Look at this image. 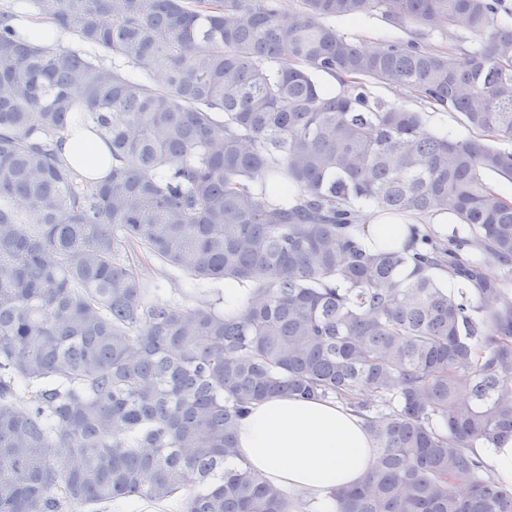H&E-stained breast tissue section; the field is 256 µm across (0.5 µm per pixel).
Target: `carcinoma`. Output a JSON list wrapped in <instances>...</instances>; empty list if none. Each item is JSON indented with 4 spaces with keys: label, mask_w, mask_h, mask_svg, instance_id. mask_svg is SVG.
Returning <instances> with one entry per match:
<instances>
[{
    "label": "carcinoma",
    "mask_w": 512,
    "mask_h": 512,
    "mask_svg": "<svg viewBox=\"0 0 512 512\" xmlns=\"http://www.w3.org/2000/svg\"><path fill=\"white\" fill-rule=\"evenodd\" d=\"M22 2L112 65L0 9V512H317L225 466L249 406L285 393L347 404L376 445L331 512H512L473 451L512 434V203L487 181L512 182V0ZM363 16L411 38L330 24ZM371 84L475 137L423 133ZM73 124L108 145L105 182L58 160ZM450 205L468 235L363 240L373 213ZM142 256L247 304L159 303ZM333 24L341 32L354 38L356 42L366 41L377 46L391 39H407L406 32L392 27L376 16H365L358 20H334ZM27 33L29 39L35 43H47L52 46H59L63 41V35L53 25L45 22H34L28 25ZM204 288H208L210 298L217 299L220 297L224 301V308L228 309H239L246 304L247 294L244 288H239L234 284H214L205 285Z\"/></svg>",
    "instance_id": "cac0c4a2"
}]
</instances>
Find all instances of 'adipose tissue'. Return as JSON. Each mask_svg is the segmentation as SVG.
<instances>
[{
	"mask_svg": "<svg viewBox=\"0 0 512 512\" xmlns=\"http://www.w3.org/2000/svg\"><path fill=\"white\" fill-rule=\"evenodd\" d=\"M56 151L83 181H98L112 167L103 140L82 127L69 128ZM456 221L452 212L376 214L365 225V239L374 247L403 248L409 243V225L424 223L437 231ZM236 439L240 458L273 487L319 500L330 490L361 482L371 470L375 448L363 418L346 404L290 395L252 404L238 422Z\"/></svg>",
	"mask_w": 512,
	"mask_h": 512,
	"instance_id": "adipose-tissue-1",
	"label": "adipose tissue"
}]
</instances>
